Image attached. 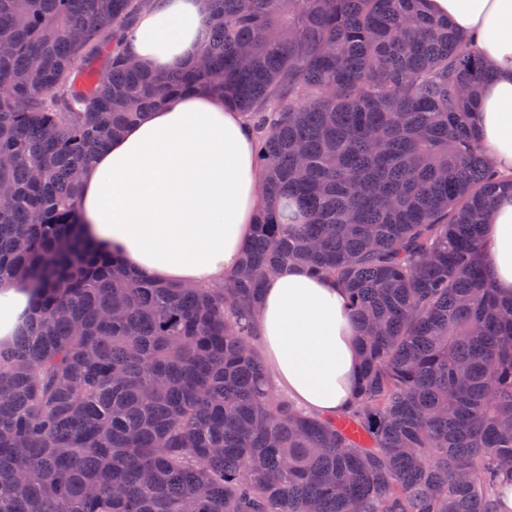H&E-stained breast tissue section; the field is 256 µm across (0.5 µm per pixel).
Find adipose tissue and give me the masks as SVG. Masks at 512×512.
Listing matches in <instances>:
<instances>
[{
  "instance_id": "adipose-tissue-1",
  "label": "adipose tissue",
  "mask_w": 512,
  "mask_h": 512,
  "mask_svg": "<svg viewBox=\"0 0 512 512\" xmlns=\"http://www.w3.org/2000/svg\"><path fill=\"white\" fill-rule=\"evenodd\" d=\"M491 67L475 123L503 189L483 227L482 256L503 298L512 297V0H425ZM211 0H154L127 50L156 73L181 70L206 41ZM252 131L206 86L145 111L99 152L82 177L81 231L97 250L157 283L209 288L239 265L264 205ZM27 282L0 286V341L34 310ZM259 346L273 388L298 407L336 415L356 394L359 329L334 279L291 265L263 288Z\"/></svg>"
}]
</instances>
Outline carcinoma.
<instances>
[{
    "label": "carcinoma",
    "mask_w": 512,
    "mask_h": 512,
    "mask_svg": "<svg viewBox=\"0 0 512 512\" xmlns=\"http://www.w3.org/2000/svg\"><path fill=\"white\" fill-rule=\"evenodd\" d=\"M212 2L196 64L157 75L125 48L150 0H0V279L38 301L0 346V512H499L488 66L423 0ZM198 85L246 115L267 202L222 288L135 275L79 222L96 151ZM292 264L335 278L361 330L335 417L271 389L259 354L262 284Z\"/></svg>",
    "instance_id": "obj_1"
}]
</instances>
